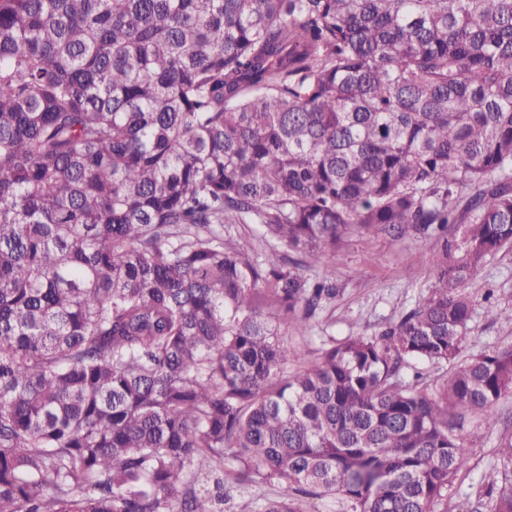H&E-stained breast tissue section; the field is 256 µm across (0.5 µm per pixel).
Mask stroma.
Masks as SVG:
<instances>
[{"instance_id":"1","label":"stroma","mask_w":512,"mask_h":512,"mask_svg":"<svg viewBox=\"0 0 512 512\" xmlns=\"http://www.w3.org/2000/svg\"><path fill=\"white\" fill-rule=\"evenodd\" d=\"M437 248L436 240L421 236L351 235L338 245L330 264L307 268L309 277L334 278L340 294L322 308L306 334L282 328L281 339L293 353L289 369L316 358L332 341L375 335L417 306L427 296L433 277L427 257ZM465 292L474 312L463 342V356L512 349V325L490 321L484 314L488 294L498 307L512 308V251L498 253L479 269L468 280ZM460 434L469 467L448 492L452 503L466 493L478 495L498 480V448L502 440L512 438V394L499 401L493 424L469 415Z\"/></svg>"}]
</instances>
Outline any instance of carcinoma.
Returning <instances> with one entry per match:
<instances>
[{
    "label": "carcinoma",
    "instance_id": "obj_1",
    "mask_svg": "<svg viewBox=\"0 0 512 512\" xmlns=\"http://www.w3.org/2000/svg\"><path fill=\"white\" fill-rule=\"evenodd\" d=\"M376 231L442 238L428 298L288 371L309 261ZM506 248L512 0H0V512H223L226 462L260 512H441L512 394L458 360ZM278 485L269 482H257L242 488H233V501L229 510L236 512H255L257 506L265 499L277 494ZM303 512H353L350 503L342 497L304 498Z\"/></svg>",
    "mask_w": 512,
    "mask_h": 512
}]
</instances>
